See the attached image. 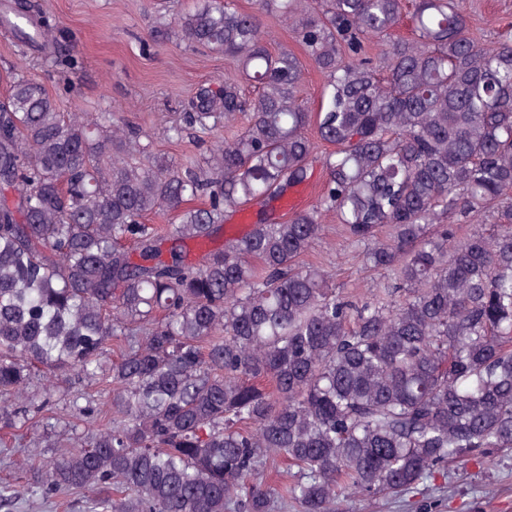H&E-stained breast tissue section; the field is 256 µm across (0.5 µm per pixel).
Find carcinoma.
<instances>
[{
  "mask_svg": "<svg viewBox=\"0 0 512 512\" xmlns=\"http://www.w3.org/2000/svg\"><path fill=\"white\" fill-rule=\"evenodd\" d=\"M266 18L322 75L318 111ZM0 31L47 76L79 64L35 0L3 5ZM149 37L221 50L256 89L188 99L167 138L213 136L197 159L62 112L23 73L0 100V447L61 405L99 424L0 508L331 512L512 453V26L486 48L461 0H204ZM315 163V203L283 217ZM327 216L377 287L343 294L307 261ZM47 375L67 388L15 398ZM78 496H70L69 497V506L66 508L65 504H50V505H41L39 501L32 500L27 501L26 504L24 501L20 502L17 508H14L13 512H84L81 506L78 504Z\"/></svg>",
  "mask_w": 512,
  "mask_h": 512,
  "instance_id": "1",
  "label": "carcinoma"
}]
</instances>
